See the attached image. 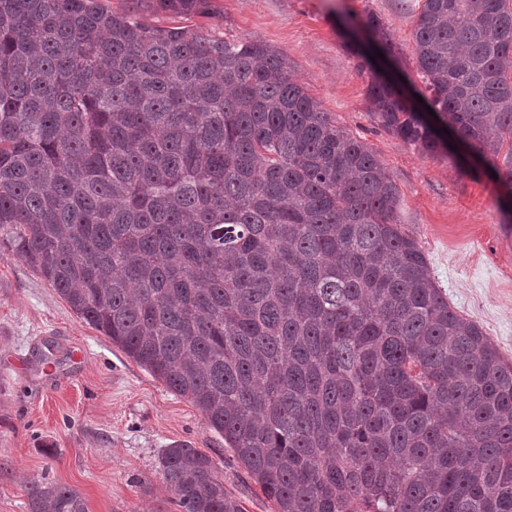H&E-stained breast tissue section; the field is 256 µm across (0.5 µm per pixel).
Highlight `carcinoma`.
Listing matches in <instances>:
<instances>
[{
    "mask_svg": "<svg viewBox=\"0 0 512 512\" xmlns=\"http://www.w3.org/2000/svg\"><path fill=\"white\" fill-rule=\"evenodd\" d=\"M364 34L393 53L377 16ZM413 43L427 107L371 65V111L426 154L450 130L511 200L512 8L423 0ZM397 205L270 46L0 0V236L202 413L274 512H512V362L450 307ZM159 471L183 512H242L196 448ZM28 496L86 512L65 485Z\"/></svg>",
    "mask_w": 512,
    "mask_h": 512,
    "instance_id": "1",
    "label": "carcinoma"
}]
</instances>
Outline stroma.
Segmentation results:
<instances>
[{"label":"stroma","mask_w":512,"mask_h":512,"mask_svg":"<svg viewBox=\"0 0 512 512\" xmlns=\"http://www.w3.org/2000/svg\"><path fill=\"white\" fill-rule=\"evenodd\" d=\"M106 2L151 26L184 24L283 52L298 83L393 177L398 222L450 305L512 359V235L497 185L421 153L370 108L354 30L377 15L400 48L393 64L421 89L411 52L421 0H213L210 15L186 19L156 11L151 0ZM178 444L215 460L243 512H274L196 407L79 319L0 239V512H28L30 486L45 481L79 492L87 512H181L158 467L163 450Z\"/></svg>","instance_id":"obj_1"}]
</instances>
